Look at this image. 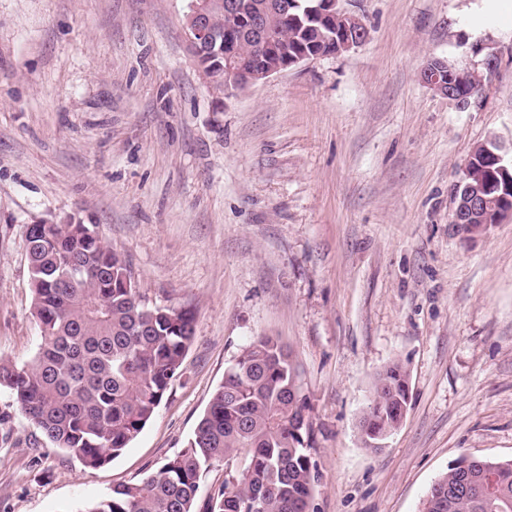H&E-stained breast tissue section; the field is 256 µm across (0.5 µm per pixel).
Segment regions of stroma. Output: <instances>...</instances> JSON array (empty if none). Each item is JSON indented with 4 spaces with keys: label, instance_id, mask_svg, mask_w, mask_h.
<instances>
[{
    "label": "stroma",
    "instance_id": "35a3bbf8",
    "mask_svg": "<svg viewBox=\"0 0 512 512\" xmlns=\"http://www.w3.org/2000/svg\"><path fill=\"white\" fill-rule=\"evenodd\" d=\"M365 42L233 96L187 46V0H0V357L39 330L30 224H94L196 335L153 419L109 464L55 448L0 390V512H83L185 447L259 336L289 347L321 477L310 512H421L463 456L512 458V217L469 239L453 187L512 146V0H342ZM478 72L468 106L420 78ZM400 427L359 420L392 362ZM443 65L444 62L442 60H437V63L432 62L431 64H426L421 70V79L423 83L435 93L458 102V99H455L456 95L449 76L452 65L448 68V84L446 82L447 78L445 76L443 77ZM409 373L397 361L377 374L371 399L359 421L362 441L369 448L382 443L400 425L409 399Z\"/></svg>",
    "mask_w": 512,
    "mask_h": 512
}]
</instances>
